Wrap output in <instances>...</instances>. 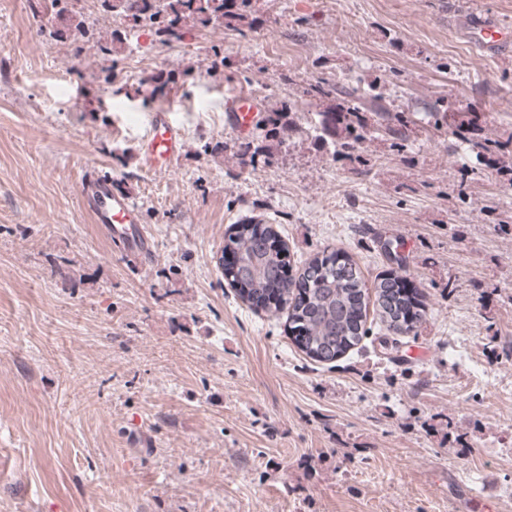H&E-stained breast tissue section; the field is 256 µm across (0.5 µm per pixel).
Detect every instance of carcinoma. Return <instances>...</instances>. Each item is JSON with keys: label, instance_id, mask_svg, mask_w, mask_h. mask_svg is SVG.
<instances>
[{"label": "carcinoma", "instance_id": "cac0c4a2", "mask_svg": "<svg viewBox=\"0 0 512 512\" xmlns=\"http://www.w3.org/2000/svg\"><path fill=\"white\" fill-rule=\"evenodd\" d=\"M103 0L104 7L122 14L136 24L154 29L160 41L169 44L182 38L188 23L224 25V18H244L253 9V0ZM57 24L38 25L44 38L64 42L79 56L91 42L108 55L111 48L89 30L82 16L73 10L72 0H53ZM171 77H153L144 103L164 96ZM307 93L317 99L333 97L336 110L320 113L316 137L330 141L333 154L350 157L362 145L386 137L399 147L410 140L412 121L403 112L389 111L384 93L372 85L366 90L343 84L318 81ZM291 105L267 113L257 130L269 137L287 128ZM435 130L448 129L456 140L466 144L478 161L498 166L499 143L485 133L481 117L470 109H458L440 100L428 113ZM238 259L251 267L246 275L224 273L239 297L271 311L288 308L289 331L297 348L315 362L332 363L357 346L367 334L369 292L358 265L338 250L316 256L306 263L296 279L282 276L288 265V248L270 225L243 222L224 242ZM406 275L390 274L374 284L375 306L380 322L394 333H410L416 328L421 311L412 318L404 315L407 298L396 286Z\"/></svg>", "mask_w": 512, "mask_h": 512}]
</instances>
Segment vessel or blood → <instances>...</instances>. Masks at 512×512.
<instances>
[{"label":"vessel or blood","mask_w":512,"mask_h":512,"mask_svg":"<svg viewBox=\"0 0 512 512\" xmlns=\"http://www.w3.org/2000/svg\"><path fill=\"white\" fill-rule=\"evenodd\" d=\"M460 24L467 42L486 55H496L512 46V24L460 10ZM224 110L233 130L244 134L253 129L260 110L258 99L248 92H236L224 100ZM185 148L181 127L170 113L159 111L149 118V133L141 143L144 170H170ZM83 209L95 223L104 225L113 243L123 250L151 260L154 247L142 227V214L129 192L115 186L111 178L86 181L81 192Z\"/></svg>","instance_id":"vessel-or-blood-1"}]
</instances>
